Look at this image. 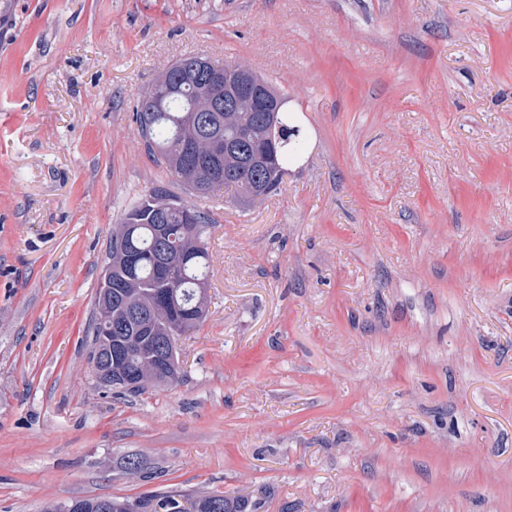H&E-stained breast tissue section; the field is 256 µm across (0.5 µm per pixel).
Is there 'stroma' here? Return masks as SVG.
I'll return each instance as SVG.
<instances>
[{"instance_id":"obj_1","label":"stroma","mask_w":512,"mask_h":512,"mask_svg":"<svg viewBox=\"0 0 512 512\" xmlns=\"http://www.w3.org/2000/svg\"><path fill=\"white\" fill-rule=\"evenodd\" d=\"M192 54L306 137L277 194L212 197L181 378L122 398L94 301L139 195L194 202L134 119ZM175 488L512 512V0H0V512Z\"/></svg>"}]
</instances>
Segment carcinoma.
I'll list each match as a JSON object with an SVG mask.
<instances>
[{
  "label": "carcinoma",
  "instance_id": "1",
  "mask_svg": "<svg viewBox=\"0 0 512 512\" xmlns=\"http://www.w3.org/2000/svg\"><path fill=\"white\" fill-rule=\"evenodd\" d=\"M187 60L184 56L175 61L168 68V81H156L138 102L137 131L153 162L199 199L223 187L242 203L255 200L258 189L267 197L277 193L302 136L300 127L292 124L285 94L249 73L250 89L284 105L275 112L211 113L222 138L233 141L235 147L199 160L183 148L190 136L185 115L200 92L210 88V80L188 74ZM210 224L209 211L183 203L160 185L147 189L115 224L96 296L97 306L112 311V326L94 319L90 354L97 375L108 367L110 349L124 350L119 370L112 371L115 393L131 396L146 391L132 385L143 364L152 369L151 387L178 382L176 341L200 325L208 312ZM126 226L134 228V245L143 254L134 273L129 250L120 244V232ZM137 502L142 512H258L261 504L257 497L177 489L141 496ZM74 503L82 512H127L130 499L87 497Z\"/></svg>",
  "mask_w": 512,
  "mask_h": 512
}]
</instances>
